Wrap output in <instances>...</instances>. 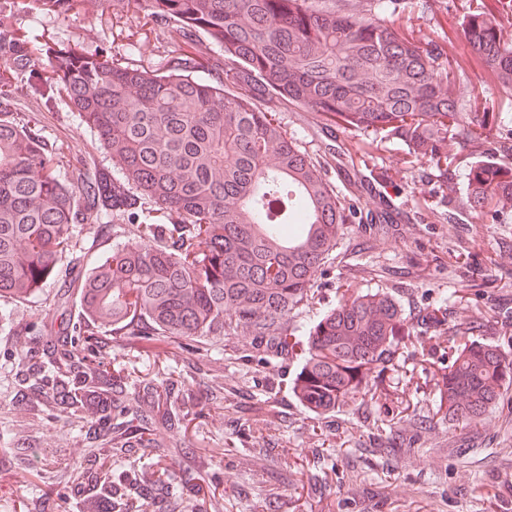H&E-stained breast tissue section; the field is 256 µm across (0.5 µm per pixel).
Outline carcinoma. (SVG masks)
Returning a JSON list of instances; mask_svg holds the SVG:
<instances>
[{
	"label": "carcinoma",
	"instance_id": "carcinoma-1",
	"mask_svg": "<svg viewBox=\"0 0 512 512\" xmlns=\"http://www.w3.org/2000/svg\"><path fill=\"white\" fill-rule=\"evenodd\" d=\"M100 5L0 0V301L42 292L82 250L75 225L103 228L107 216L134 226L135 243L113 247L82 275L83 319L72 320L68 295L56 296L51 330L18 369V394L72 416L95 410L84 436L99 453L79 472L76 495L89 493L104 512H165L169 500L200 493L189 480L173 487L166 460L195 448L164 433H185L199 416L193 386L210 340L241 328L256 351L287 357L289 324L355 215L275 109L312 113L340 170L355 168V151L336 135L350 129L402 142L442 186L448 141L487 154L458 191L469 210L495 216L512 213V138L492 130L512 117L474 88L473 103H463L418 0H150L143 25L176 23L160 70L122 66L110 46L57 42L22 24L26 13L93 14ZM462 31L490 80L511 87L512 0H471ZM204 44L224 54L217 84L201 77ZM63 105L94 130L120 178L91 153L60 178L64 142L46 139L43 118ZM390 208L379 197L366 223L389 234ZM409 333L385 292L326 311L304 337L297 399L329 413L391 362ZM110 336L127 345L184 341L198 360L176 380L145 377L132 391L125 368L112 365ZM511 385L512 358L466 343L437 380L439 403L448 421L476 424ZM140 396L157 415L141 413ZM139 454L153 459L151 472L108 476L110 460Z\"/></svg>",
	"mask_w": 512,
	"mask_h": 512
}]
</instances>
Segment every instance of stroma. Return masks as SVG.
<instances>
[{
    "label": "stroma",
    "mask_w": 512,
    "mask_h": 512,
    "mask_svg": "<svg viewBox=\"0 0 512 512\" xmlns=\"http://www.w3.org/2000/svg\"><path fill=\"white\" fill-rule=\"evenodd\" d=\"M466 0H426L422 23L431 38H451L450 56L464 70L462 91L483 87L487 96L512 110V89L485 80L479 57L461 40ZM112 25V53L119 64L157 68L167 59L169 28L141 26L133 12L105 0L102 14L39 15L29 25L59 42L81 36L99 45L103 23ZM281 125L312 157L324 156L315 117L288 106L276 114ZM49 138L63 140L61 177H71L73 155L92 150L93 131L68 109L45 122ZM406 148L386 142L364 158L367 167L385 169L382 191L395 204L415 211L430 207L454 211L453 223L395 224L387 241L372 240L365 224L340 229L337 258L328 260L312 288L313 299L294 318L293 335H305L326 309L357 293L388 292L396 300L411 336L385 370L327 415L303 408L290 386L302 357L268 359L250 346L246 331L211 341L208 373L198 387L235 389L233 402L204 405L188 430L198 461L175 455L167 462L173 485L197 478L201 496L183 502L180 512H205L203 497L218 494L232 512H512V388L474 426L448 422L439 407L437 374L457 351L459 337L489 343L512 355V215L491 224L463 208L454 191L438 188L425 162L406 163ZM74 234L84 248V266L105 258L114 244L133 241V228L115 224L105 236L94 225L79 224ZM78 282L62 276L43 292L10 308L0 324V512H85L74 495V481L92 454L81 428L85 415L71 416L29 407L16 395L17 370L35 339L52 319L57 293L70 297L73 317H81ZM447 310L445 329L422 325L421 315ZM246 427L253 440L271 446L265 462L252 453L227 455L217 444ZM411 436L408 448L382 450L370 434Z\"/></svg>",
    "instance_id": "1"
}]
</instances>
